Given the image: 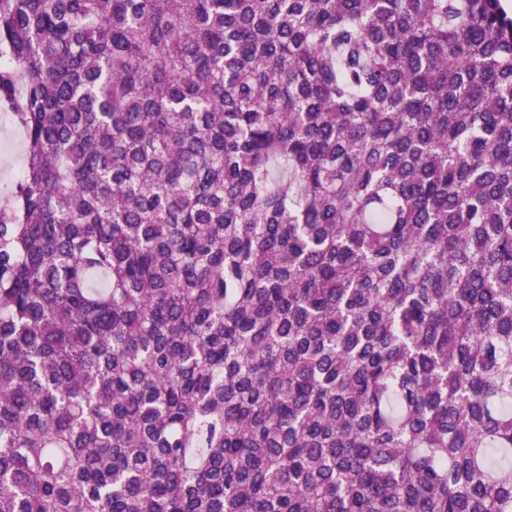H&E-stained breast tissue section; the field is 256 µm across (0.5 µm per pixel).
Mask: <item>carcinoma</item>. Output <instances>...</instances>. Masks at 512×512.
Masks as SVG:
<instances>
[{
    "instance_id": "cac0c4a2",
    "label": "carcinoma",
    "mask_w": 512,
    "mask_h": 512,
    "mask_svg": "<svg viewBox=\"0 0 512 512\" xmlns=\"http://www.w3.org/2000/svg\"><path fill=\"white\" fill-rule=\"evenodd\" d=\"M0 512H512L501 0H0ZM24 135L13 114L0 109V196L18 181L23 171Z\"/></svg>"
}]
</instances>
